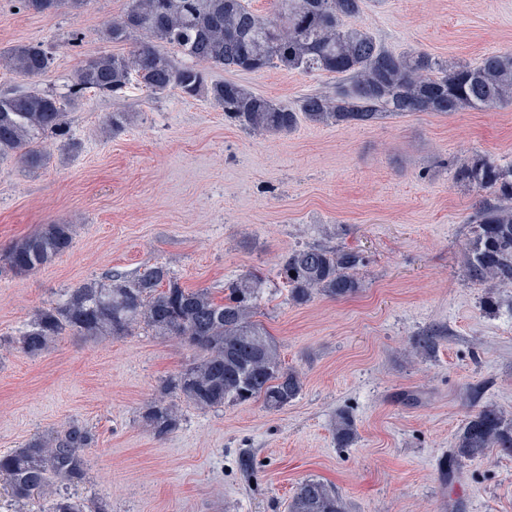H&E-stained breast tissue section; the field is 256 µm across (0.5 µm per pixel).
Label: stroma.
Returning a JSON list of instances; mask_svg holds the SVG:
<instances>
[{"mask_svg":"<svg viewBox=\"0 0 512 512\" xmlns=\"http://www.w3.org/2000/svg\"><path fill=\"white\" fill-rule=\"evenodd\" d=\"M125 9L126 0H90L36 15L0 0V52L30 44L53 56L34 78L0 69V91L63 93L81 61L116 51L103 23ZM356 23L391 50L451 62L512 51V0H367ZM210 76L291 105L337 83L281 67ZM67 111L71 141L47 140L44 166L0 162V453L72 422L92 427L98 443L79 494L109 512H288L307 477L335 488L346 512H512V455L449 461L474 397L512 416V288L467 280L479 197L453 180L478 153L512 164V105L370 126L303 120L261 137L225 123L206 98L135 84ZM115 111L132 115L116 134L106 129ZM58 222L71 225V248L16 275L9 248ZM306 244L360 251L359 292L289 302L278 264ZM156 264L218 298L242 272H262L261 320L305 377L299 398L279 411L183 402L178 428L159 439L139 413L199 350L141 329L66 333L38 356L11 349L69 289ZM429 329L443 334L436 351L411 357ZM340 410L357 426L346 448L332 429Z\"/></svg>","mask_w":512,"mask_h":512,"instance_id":"35a3bbf8","label":"stroma"}]
</instances>
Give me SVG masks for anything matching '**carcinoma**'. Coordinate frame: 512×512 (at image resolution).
<instances>
[{
  "instance_id": "carcinoma-1",
  "label": "carcinoma",
  "mask_w": 512,
  "mask_h": 512,
  "mask_svg": "<svg viewBox=\"0 0 512 512\" xmlns=\"http://www.w3.org/2000/svg\"><path fill=\"white\" fill-rule=\"evenodd\" d=\"M89 2L20 0L24 10L42 15ZM364 5L365 0H270L268 12L258 14L249 0H128L123 15L103 27L107 40L130 45L128 51L86 58L63 96L0 93V160L40 165L46 157L43 140L70 137L65 101L88 92L119 97L134 82L153 95L177 90L188 98L205 96L222 109L224 120L254 136L287 134L302 118L318 125H371L416 112L451 115L512 104V52H491L475 65L448 63L420 50L396 52L346 24ZM51 64L39 46L16 45L0 53V68L27 77L42 75ZM274 65L336 75L341 84L331 94L308 93L292 106L209 77L211 67L261 72ZM453 178L481 196L468 219L475 231L463 255L466 278L484 288L512 287V166L477 154L456 167ZM72 241L71 225L47 224L15 242L6 261L26 275L64 254ZM364 262L358 251L307 245L283 256L279 275L295 304L317 295L347 299L360 288L357 274ZM261 294L262 278L252 271L227 283L218 300L207 288L183 287L167 267L155 265L132 280L90 281L67 292L56 306L40 311L13 346L39 355L67 330L118 338L144 327L155 336L192 337L190 345L203 355L164 380L140 415L162 439L179 425L175 398L199 409L260 401L280 411L299 397L303 374L285 366L279 344L256 319ZM439 341L430 329L417 336L414 349L425 357ZM334 430L338 446L354 441L356 425L348 413L337 414ZM94 444L91 430L73 424L1 454L0 478L15 512L52 485L60 491L43 512H109L107 505L93 508L75 493L90 479L88 450ZM493 448L512 454V418L485 404L456 436L452 459H483ZM288 512H345V506L328 484L307 478Z\"/></svg>"
}]
</instances>
